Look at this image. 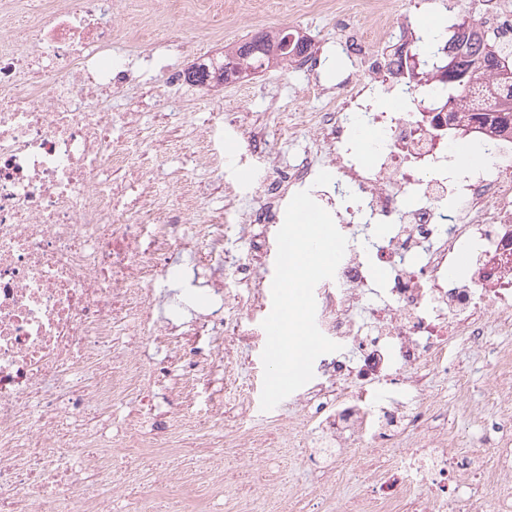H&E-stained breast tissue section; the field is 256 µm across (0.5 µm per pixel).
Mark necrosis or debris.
I'll list each match as a JSON object with an SVG mask.
<instances>
[{
	"label": "necrosis or debris",
	"instance_id": "1",
	"mask_svg": "<svg viewBox=\"0 0 512 512\" xmlns=\"http://www.w3.org/2000/svg\"><path fill=\"white\" fill-rule=\"evenodd\" d=\"M109 0H69L61 10L0 14V512H112L133 470L168 449L213 457L224 403L182 429L186 372L204 385L233 376L225 346L247 338L242 318L265 300L247 284L224 311V230L162 221L157 196L123 200L116 174L152 178L145 143L113 137L123 112L100 108L115 86ZM31 42L19 51L15 37ZM406 112L374 110L364 89L346 88L312 123L336 148V180L320 199L346 237L331 282L317 287L316 323L340 351L301 396L317 424L314 453L380 446L418 426L406 393L448 368L451 336L482 345L487 324L512 327V161L448 179V125L423 110L418 91L382 83ZM370 130L369 163L349 148L350 125ZM311 167L270 171L253 192L252 223L269 224L289 195L309 189ZM390 225L387 243L360 247L357 227ZM473 255L450 275L455 253ZM389 278L372 300L370 269ZM176 277L185 296L159 304L157 279ZM194 322L183 321V314ZM187 340L183 371L160 363L159 334ZM163 385L156 395L155 385ZM448 432L426 438L349 512H512V437L482 452L453 453ZM124 449L116 461L113 449ZM241 488L238 461L217 477L168 468L154 498L179 490L199 506L215 481Z\"/></svg>",
	"mask_w": 512,
	"mask_h": 512
}]
</instances>
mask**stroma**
I'll return each mask as SVG.
<instances>
[{
    "instance_id": "1",
    "label": "stroma",
    "mask_w": 512,
    "mask_h": 512,
    "mask_svg": "<svg viewBox=\"0 0 512 512\" xmlns=\"http://www.w3.org/2000/svg\"><path fill=\"white\" fill-rule=\"evenodd\" d=\"M351 0H334L330 6L313 0H112L113 56L126 59L123 84L112 95V109L130 112L134 121L123 135L128 140L151 139L149 164L163 167L167 181L162 199L167 209L177 210L178 189L191 181L200 199L195 212L185 215L188 224H200L224 210L228 199L225 185L246 190L264 179L272 167L302 164L310 150H319L314 188L331 185L336 176L329 163L330 145L322 144L317 128L308 117L335 101L340 85L377 83L381 72L355 65L341 46V21L353 25L384 24L391 38L382 48L391 58L400 45L401 31L422 32L432 19L457 20L464 16L477 26L489 28L479 7L465 10L452 0H363L350 10ZM293 28L307 35L316 60L306 67H271L246 78L206 85L183 82L170 94V73L184 72L202 57L221 58L239 43L260 32ZM178 113V120L164 121V113ZM260 126L272 141L268 158L253 156L245 149L243 132ZM223 138L224 167L213 173L205 169L198 140ZM512 346V332L489 328L487 341L477 347L460 339L449 352L448 369L437 374L426 391L408 393L409 406L428 411L424 432L396 440L399 448L417 447L424 433L453 429L459 446L468 450L486 447L495 437L491 415L496 409L489 398L495 389V352ZM263 342L236 344L231 355L240 367V388L249 393L252 410L238 420L233 396L224 401L222 430L225 458H232L237 445L274 429L289 420L298 435L309 432L307 411L297 395H290L274 409L262 411ZM469 391H462L461 381ZM362 461L360 448H348L346 456L309 458L296 438L279 433L262 454L241 459L253 476L247 494L225 488L213 499L211 512H341L351 501L365 496L371 487L366 474L349 471L348 459ZM346 471V480L323 483L324 471Z\"/></svg>"
}]
</instances>
